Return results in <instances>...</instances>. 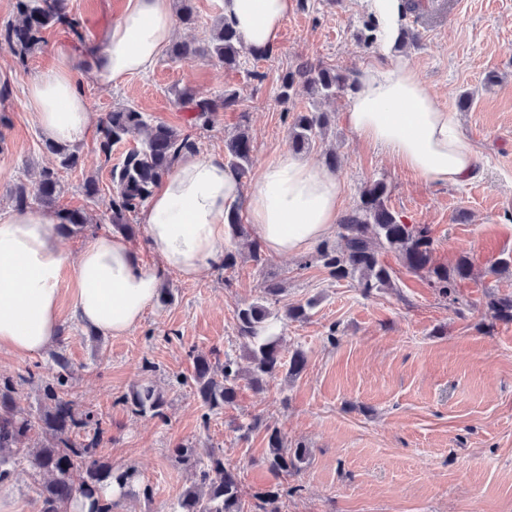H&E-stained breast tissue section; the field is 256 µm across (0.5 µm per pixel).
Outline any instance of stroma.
Listing matches in <instances>:
<instances>
[{
    "mask_svg": "<svg viewBox=\"0 0 512 512\" xmlns=\"http://www.w3.org/2000/svg\"><path fill=\"white\" fill-rule=\"evenodd\" d=\"M67 2L88 44L96 45L128 0ZM192 7L197 24L176 25L175 37L202 44L223 0H192ZM365 19L361 0H296L278 44L246 56L238 69L206 57L165 56L152 70L116 84L83 79L82 90L94 117L128 105L180 129L191 115L175 101L174 89L211 99L237 91L238 104L218 110L201 133L198 154L226 155V141L247 130L254 146L243 179L249 190L265 163L293 149L291 122L278 99L280 75L302 59L357 74L378 56L377 47L360 39ZM405 29V57L438 104L455 113L464 142L478 155L475 177L460 184L417 178L347 126L348 93L313 98L301 86L296 108L327 113L329 124L300 158L321 166L327 154H336L345 214L359 206L367 183L385 180L390 207L405 223L430 229L435 264L450 267L468 257L471 275L457 283L458 302L439 296L426 273L409 271L392 251L382 260L394 272L393 287L366 295L357 280L332 278L319 252L325 245L341 248L334 232L302 254L255 264L249 245L257 235L250 225L244 236L227 240L237 256L232 269L218 265L194 281L168 275L166 301H153L121 336L82 323L73 309V282L64 280L58 339L27 357L0 349V379L37 373L20 390L24 407H38L53 353L65 354L74 369L75 400L102 413L109 426L105 457L138 473L134 492L115 512H175L195 481L175 459L181 446L223 449L245 494L273 483L263 463L269 425L290 445L309 450L288 478L295 492L281 512H512V322L497 319L489 306L490 296L512 293V272L490 271L512 255V0H422ZM72 45L67 33L51 29L42 50L26 61L0 50V213L13 211L17 184L34 187L42 170H58L61 206L84 210L88 218L82 231L60 237L73 262L88 240L111 229V170L138 137L128 135L107 157L98 149L97 131H90L76 147L80 160L72 170L46 150L26 90L54 63L57 47ZM467 93L473 100L465 106ZM89 177L100 186L92 198L82 191ZM269 280L282 284V304L310 306L306 320L284 325V351L302 350L306 369L296 378L273 375L260 392L241 377L235 405L202 422L204 406L175 378L191 375L194 357L216 350L248 367L236 311L259 301ZM144 383L165 397V419L123 404L131 387Z\"/></svg>",
    "mask_w": 512,
    "mask_h": 512,
    "instance_id": "stroma-1",
    "label": "stroma"
}]
</instances>
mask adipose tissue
Here are the masks:
<instances>
[{"label":"adipose tissue","instance_id":"ef3b65f1","mask_svg":"<svg viewBox=\"0 0 512 512\" xmlns=\"http://www.w3.org/2000/svg\"><path fill=\"white\" fill-rule=\"evenodd\" d=\"M374 21L382 61L363 67L344 114L360 137L437 184L472 179L478 158L462 139L453 113L441 108L398 46L402 0H364ZM294 0H224L223 19L256 52L270 50ZM175 33L171 0H128L102 42L85 52L86 75L109 84L153 68ZM73 53L60 49L55 65L27 88V105L54 141L76 144L93 123L74 74ZM337 174L282 153L260 170L252 191L223 157L181 158L142 213L158 263H143L131 242L105 231L69 263L53 231L56 211L18 210L0 216V349L25 357L59 334L63 271L72 266L74 310L95 330L120 336L135 327L164 277L205 275L224 253V214L246 201L260 242L273 255H298L326 237L340 212Z\"/></svg>","mask_w":512,"mask_h":512}]
</instances>
